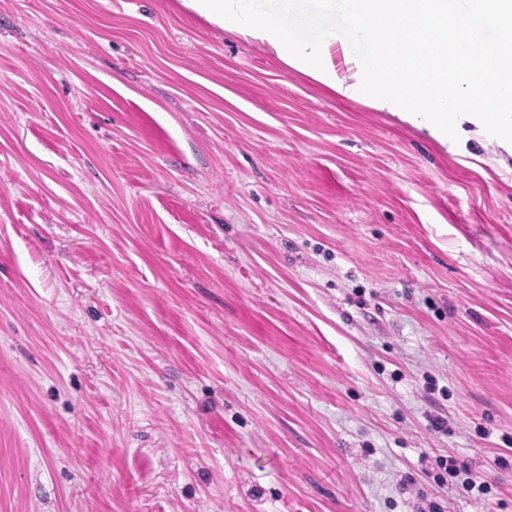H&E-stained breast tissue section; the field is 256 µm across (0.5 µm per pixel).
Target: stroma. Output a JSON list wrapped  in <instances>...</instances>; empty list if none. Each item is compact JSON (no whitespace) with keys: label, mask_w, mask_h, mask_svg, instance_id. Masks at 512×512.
Segmentation results:
<instances>
[{"label":"stroma","mask_w":512,"mask_h":512,"mask_svg":"<svg viewBox=\"0 0 512 512\" xmlns=\"http://www.w3.org/2000/svg\"><path fill=\"white\" fill-rule=\"evenodd\" d=\"M432 502L512 512V166L178 0H0V512Z\"/></svg>","instance_id":"obj_1"}]
</instances>
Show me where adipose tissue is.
Returning <instances> with one entry per match:
<instances>
[{
  "label": "adipose tissue",
  "instance_id": "1",
  "mask_svg": "<svg viewBox=\"0 0 512 512\" xmlns=\"http://www.w3.org/2000/svg\"><path fill=\"white\" fill-rule=\"evenodd\" d=\"M261 0H180L182 7L246 40L268 44L287 66L330 91L390 112L454 155L471 139L512 157V40L472 44L473 27L512 28V0H479L466 19L448 0H356L354 20L374 31L376 69L327 38L302 43Z\"/></svg>",
  "mask_w": 512,
  "mask_h": 512
}]
</instances>
